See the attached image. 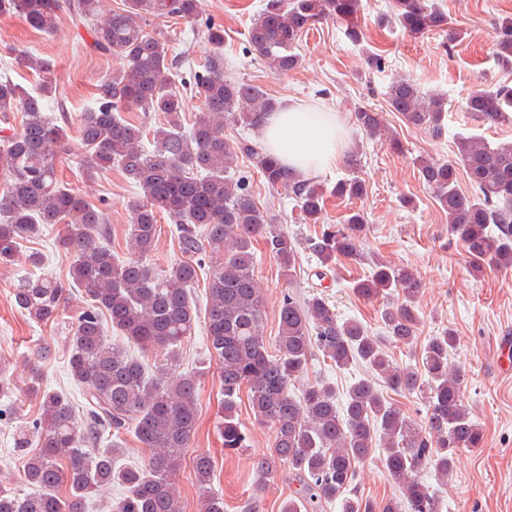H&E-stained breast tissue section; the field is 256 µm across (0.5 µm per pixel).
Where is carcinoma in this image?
Masks as SVG:
<instances>
[{
	"label": "carcinoma",
	"instance_id": "obj_1",
	"mask_svg": "<svg viewBox=\"0 0 512 512\" xmlns=\"http://www.w3.org/2000/svg\"><path fill=\"white\" fill-rule=\"evenodd\" d=\"M100 0H0V14L23 19L32 29L51 33L58 11L91 25L95 47L124 60L97 86L93 103L78 117L77 136L67 123L49 115L53 90L50 65L26 51L12 64L33 71L36 92L7 77L0 78V113L23 114L21 128L4 140L0 167L6 187L0 191V264L14 262L19 241L41 227L58 228V243L70 254L69 281L29 276L14 288L12 302L38 323H53L65 295L82 289L85 306L76 317L70 339L69 370L82 388L87 405L79 420L66 394L39 393L40 413L19 430L15 451L23 459L21 480L31 492L19 494L0 479V512H85L86 502L114 484L122 497L111 512H184L178 490L198 422V375L180 371V348L204 319L207 349L217 362L224 392L218 428L224 451L249 447V436L237 418L238 400L247 396L256 422L272 430L271 447L252 457V469L263 478L288 468L299 489L280 512H319L338 500L341 512H376L369 499L346 492L356 464L381 443L382 463L398 485L400 497L383 512H439L438 499L422 479L428 462L446 477L462 449L480 448L484 433L462 403L460 372L448 371V354L457 338L448 328L430 337L421 352V368L394 364L386 343L412 348L420 321L418 276L408 268L378 262L353 284L357 295L371 299L397 294L403 301L385 308V337L374 336L361 322L340 319L333 305L314 295L302 302L286 294L278 313L274 342L264 336V301L255 276L254 242L263 240L276 258L279 275L296 276L297 242L274 224L256 202L245 177H234L237 159L249 158L268 187L294 196L302 220L320 230L307 240L323 270L341 258L361 256L364 217L350 212L341 224H324L327 196L357 199L365 185L359 178V152L350 150L345 165L351 176L330 191L300 179L257 144L224 137V125L258 129L276 100L259 86L224 76V30L210 26L206 36L215 50L183 86L197 91L201 107L185 129L184 99L173 88L178 62L168 40L148 31L159 17L194 22L203 0H124L123 7L98 19ZM393 20L414 38L448 31L447 17L431 0H393ZM345 26L354 43L363 39L360 0H266L247 30L249 49L276 74L299 65L295 52L301 37L318 20ZM495 55L512 66V20L496 28ZM388 108L433 139L442 138L448 113L444 97L421 95L404 77L394 78ZM124 108L162 115L152 131V147L143 146V126L124 119ZM465 110L489 122L512 115V86L478 89ZM352 120L371 136L382 131L380 113L364 107ZM456 160L415 159L420 180L448 216V230L465 248L473 271L487 265L512 267V142L494 147L462 136ZM82 155L84 173L120 166L139 190L128 229V256L120 259L108 244L110 228L103 211L59 180L55 161ZM463 168L471 192L458 189ZM176 224L181 258L161 267L150 262L157 249L158 217ZM209 269L208 302L199 316L192 297L198 271ZM127 345L146 354L159 352L162 363L148 370L144 358L109 339L102 315ZM320 353L339 369L363 365L395 392L423 393L426 422L419 424L379 393L367 376L351 384L343 404L327 383L307 386L296 396L291 386ZM132 435L149 450L144 463L123 464L121 442ZM37 439V451L29 450ZM199 490L198 512H224V498L212 492L214 465L207 453L191 461Z\"/></svg>",
	"mask_w": 512,
	"mask_h": 512
}]
</instances>
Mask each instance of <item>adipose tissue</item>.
Listing matches in <instances>:
<instances>
[{
    "instance_id": "ef3b65f1",
    "label": "adipose tissue",
    "mask_w": 512,
    "mask_h": 512,
    "mask_svg": "<svg viewBox=\"0 0 512 512\" xmlns=\"http://www.w3.org/2000/svg\"><path fill=\"white\" fill-rule=\"evenodd\" d=\"M347 132L335 113L310 112L301 102L283 101L260 129L265 150L299 177L331 168L342 156Z\"/></svg>"
}]
</instances>
